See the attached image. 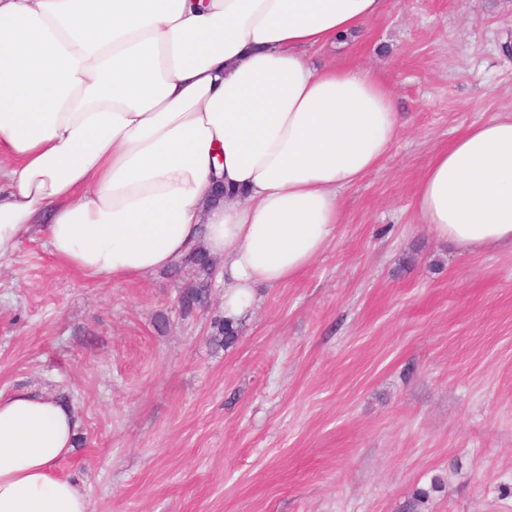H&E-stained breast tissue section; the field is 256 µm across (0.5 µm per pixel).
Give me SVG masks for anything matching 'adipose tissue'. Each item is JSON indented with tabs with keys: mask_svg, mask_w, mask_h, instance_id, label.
Masks as SVG:
<instances>
[{
	"mask_svg": "<svg viewBox=\"0 0 512 512\" xmlns=\"http://www.w3.org/2000/svg\"><path fill=\"white\" fill-rule=\"evenodd\" d=\"M387 0H0V259L42 232L64 265L147 277L204 248L224 318L302 274L335 238L339 192L403 129L368 66L314 65ZM417 221L461 252L512 247V116L437 149ZM79 421L0 393V512H90L56 476Z\"/></svg>",
	"mask_w": 512,
	"mask_h": 512,
	"instance_id": "ef3b65f1",
	"label": "adipose tissue"
}]
</instances>
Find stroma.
Returning <instances> with one entry per match:
<instances>
[{
	"label": "stroma",
	"instance_id": "stroma-1",
	"mask_svg": "<svg viewBox=\"0 0 512 512\" xmlns=\"http://www.w3.org/2000/svg\"><path fill=\"white\" fill-rule=\"evenodd\" d=\"M509 38L512 0H388L312 53L375 68L403 131L233 345L221 280L186 316V272L90 279L35 232L0 260V392L67 398L55 473L90 512H512V249L461 254L411 208L435 150L512 115Z\"/></svg>",
	"mask_w": 512,
	"mask_h": 512
}]
</instances>
